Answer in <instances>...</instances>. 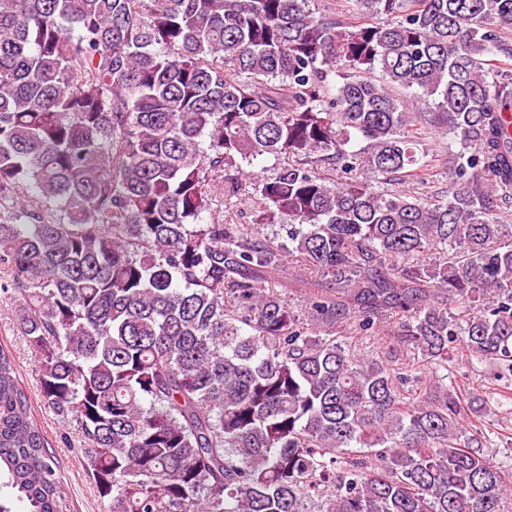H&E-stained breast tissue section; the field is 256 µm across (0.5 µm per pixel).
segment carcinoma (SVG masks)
<instances>
[{
    "instance_id": "carcinoma-1",
    "label": "carcinoma",
    "mask_w": 512,
    "mask_h": 512,
    "mask_svg": "<svg viewBox=\"0 0 512 512\" xmlns=\"http://www.w3.org/2000/svg\"><path fill=\"white\" fill-rule=\"evenodd\" d=\"M310 2L0 0V302L106 512H512L439 375L512 377V0ZM13 499L72 508L0 348ZM399 190H403L404 193L417 196H431L432 194L448 190V174H442L438 176V181L434 184L424 185L416 182H406L399 185ZM288 263V256L284 258L283 264L281 265L282 277H283V293H285L286 297L290 301L291 305L296 307L297 310H300L301 305H303V287L302 283L299 282V278L296 276L297 268L295 264ZM389 345V337L382 333L374 336H364L354 340L351 351L356 358H368L384 352ZM457 381L458 383H469L470 385H478L483 390H491L499 388L503 384L509 383L511 388V379L503 378L496 380L493 371H491L484 364L478 363L475 360L468 362L464 359L455 360L448 365V384L450 381Z\"/></svg>"
}]
</instances>
